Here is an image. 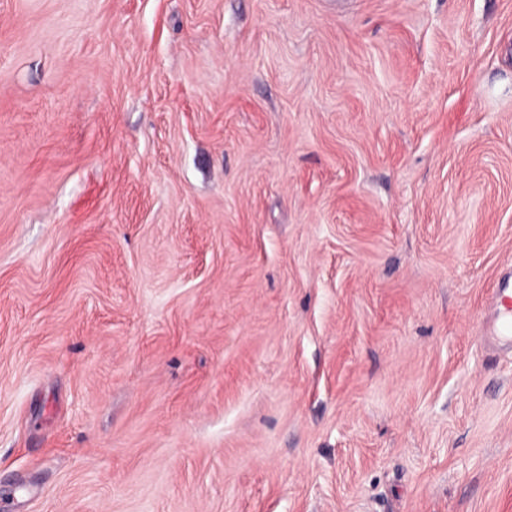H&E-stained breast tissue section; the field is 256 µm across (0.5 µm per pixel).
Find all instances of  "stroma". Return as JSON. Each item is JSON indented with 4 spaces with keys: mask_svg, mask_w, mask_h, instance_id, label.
<instances>
[{
    "mask_svg": "<svg viewBox=\"0 0 512 512\" xmlns=\"http://www.w3.org/2000/svg\"><path fill=\"white\" fill-rule=\"evenodd\" d=\"M512 0H0V512H512ZM491 300L494 313L485 334L497 341H512V272L498 280Z\"/></svg>",
    "mask_w": 512,
    "mask_h": 512,
    "instance_id": "1",
    "label": "stroma"
}]
</instances>
